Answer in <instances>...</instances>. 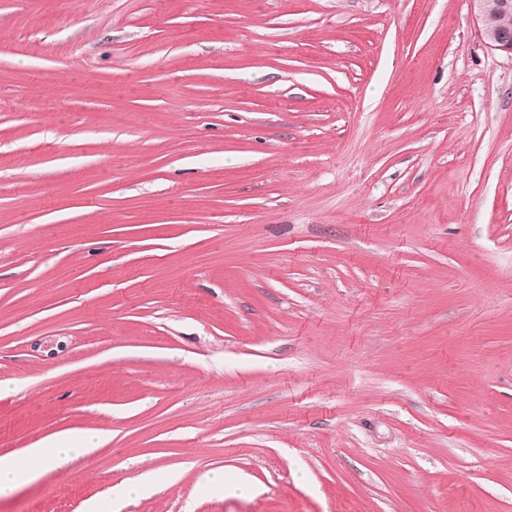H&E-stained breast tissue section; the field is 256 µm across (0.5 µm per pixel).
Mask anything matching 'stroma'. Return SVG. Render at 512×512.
<instances>
[{"label": "stroma", "mask_w": 512, "mask_h": 512, "mask_svg": "<svg viewBox=\"0 0 512 512\" xmlns=\"http://www.w3.org/2000/svg\"><path fill=\"white\" fill-rule=\"evenodd\" d=\"M0 512H512V58L469 0H0ZM252 494L208 493L211 471ZM100 431L69 429L55 433L30 448L23 457L0 455V496L38 479L73 455L86 454L105 442ZM161 481L168 483L173 482V473L164 469L148 471L142 474L140 479L134 484H123L117 486L114 490L115 499L119 500L133 494L139 495L146 493Z\"/></svg>", "instance_id": "35a3bbf8"}]
</instances>
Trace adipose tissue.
<instances>
[{
	"instance_id": "obj_1",
	"label": "adipose tissue",
	"mask_w": 512,
	"mask_h": 512,
	"mask_svg": "<svg viewBox=\"0 0 512 512\" xmlns=\"http://www.w3.org/2000/svg\"><path fill=\"white\" fill-rule=\"evenodd\" d=\"M105 440V435L99 431L69 429L27 448L24 456L0 455V496L35 481L71 456L88 453Z\"/></svg>"
}]
</instances>
